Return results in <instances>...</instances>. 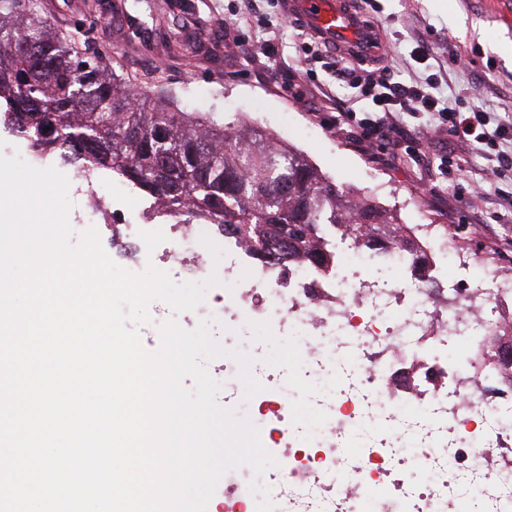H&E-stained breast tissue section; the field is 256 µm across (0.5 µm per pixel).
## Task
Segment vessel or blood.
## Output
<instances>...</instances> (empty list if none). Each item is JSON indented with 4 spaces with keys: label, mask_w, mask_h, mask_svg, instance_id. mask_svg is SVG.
<instances>
[{
    "label": "vessel or blood",
    "mask_w": 512,
    "mask_h": 512,
    "mask_svg": "<svg viewBox=\"0 0 512 512\" xmlns=\"http://www.w3.org/2000/svg\"><path fill=\"white\" fill-rule=\"evenodd\" d=\"M288 15L302 20L322 43L347 52L367 50L375 32L352 10L348 0H286Z\"/></svg>",
    "instance_id": "1"
}]
</instances>
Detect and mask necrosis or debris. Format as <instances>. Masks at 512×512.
Here are the masks:
<instances>
[{
    "mask_svg": "<svg viewBox=\"0 0 512 512\" xmlns=\"http://www.w3.org/2000/svg\"><path fill=\"white\" fill-rule=\"evenodd\" d=\"M82 224L154 237L169 276L214 280L202 313L214 339L247 353L263 389L238 394L239 364L214 361L224 406L260 430L278 467L275 512H512V273L411 224L413 248L337 239L336 264L256 258L220 225L187 222L98 181ZM287 339L271 362L254 332Z\"/></svg>",
    "mask_w": 512,
    "mask_h": 512,
    "instance_id": "4bbe7bcc",
    "label": "necrosis or debris"
}]
</instances>
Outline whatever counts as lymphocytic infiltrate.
Instances as JSON below:
<instances>
[{"label": "lymphocytic infiltrate", "instance_id": "obj_1", "mask_svg": "<svg viewBox=\"0 0 512 512\" xmlns=\"http://www.w3.org/2000/svg\"><path fill=\"white\" fill-rule=\"evenodd\" d=\"M336 73L355 89L357 98L372 103L371 108L342 112L336 118L337 124L347 125L352 133L365 140L378 136L394 139L401 132L398 117L402 114L428 115L436 127L449 129L463 139L473 138L481 145L492 144L495 139L512 130L505 123H492L486 112L467 114L449 106L435 95L436 83L433 79L412 86L390 82L376 57L372 58L369 68L355 70L340 67Z\"/></svg>", "mask_w": 512, "mask_h": 512}]
</instances>
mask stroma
I'll list each match as a JSON object with an SVG mask.
<instances>
[{
    "instance_id": "1",
    "label": "stroma",
    "mask_w": 512,
    "mask_h": 512,
    "mask_svg": "<svg viewBox=\"0 0 512 512\" xmlns=\"http://www.w3.org/2000/svg\"><path fill=\"white\" fill-rule=\"evenodd\" d=\"M363 21L386 31L391 81L436 76L439 93L464 112L512 117V0H350ZM54 27L82 53L107 55L138 96L168 91L186 112L251 124L301 150L338 187L396 211L415 210L469 228L471 245L500 248L512 267V136L484 152L445 131L409 153L415 118L399 143L358 142L332 123L352 96L325 47L276 0H41ZM473 62L459 70L455 55ZM462 157L443 170L442 156ZM488 180L475 199L469 185Z\"/></svg>"
}]
</instances>
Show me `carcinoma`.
I'll return each instance as SVG.
<instances>
[{"mask_svg":"<svg viewBox=\"0 0 512 512\" xmlns=\"http://www.w3.org/2000/svg\"><path fill=\"white\" fill-rule=\"evenodd\" d=\"M24 80L33 100L23 99ZM0 123L39 154L59 152L85 172L107 170L170 211L247 242L262 257L270 227L292 240L283 263L328 267L336 233L356 243L398 241L395 212L348 200L309 159L270 133L212 114L182 111L159 92L132 101L126 82L96 54L85 57L56 32L40 0H0ZM56 123L53 139L44 125ZM248 145L242 151L239 142Z\"/></svg>","mask_w":512,"mask_h":512,"instance_id":"1","label":"carcinoma"}]
</instances>
